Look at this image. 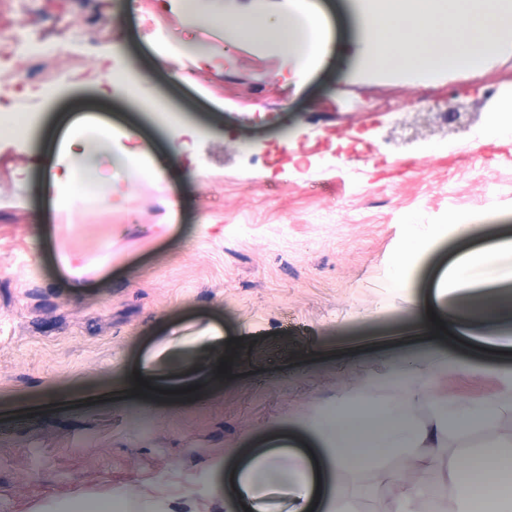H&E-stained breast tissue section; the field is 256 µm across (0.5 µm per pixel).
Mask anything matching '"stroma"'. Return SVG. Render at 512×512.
<instances>
[{
    "label": "stroma",
    "mask_w": 512,
    "mask_h": 512,
    "mask_svg": "<svg viewBox=\"0 0 512 512\" xmlns=\"http://www.w3.org/2000/svg\"><path fill=\"white\" fill-rule=\"evenodd\" d=\"M319 2L331 38L297 91L277 47L223 28L288 0H194L190 15L167 0H0L16 36L0 122L33 126L24 147L0 136V512L119 495L224 512L227 473L261 452L322 467L305 420L402 368L414 300L466 248L448 224L512 238V143H476L512 97V50L434 84L371 74L349 50L351 0ZM165 41L210 59L157 56ZM36 70L54 101L21 86ZM115 70L137 104L103 94ZM161 99L182 124L154 119ZM452 105L461 117L444 123ZM129 129L140 156L96 204L66 180L61 141L108 131L117 147ZM414 224L442 232L401 286L393 255ZM471 365L438 394L479 403L512 375L506 354ZM136 375L165 399L116 405L112 382ZM404 468L417 494H443L439 462L379 449L369 473L346 474L349 500L401 512Z\"/></svg>",
    "instance_id": "stroma-1"
}]
</instances>
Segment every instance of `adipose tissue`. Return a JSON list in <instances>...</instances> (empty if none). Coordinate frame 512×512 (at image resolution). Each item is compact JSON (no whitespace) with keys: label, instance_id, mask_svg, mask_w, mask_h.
I'll return each instance as SVG.
<instances>
[{"label":"adipose tissue","instance_id":"ef3b65f1","mask_svg":"<svg viewBox=\"0 0 512 512\" xmlns=\"http://www.w3.org/2000/svg\"><path fill=\"white\" fill-rule=\"evenodd\" d=\"M359 39L353 51L363 69L399 74L419 83H431L455 71H478L505 46L512 45V0H359ZM238 41L274 43L292 59L294 76L304 79L325 53L330 26L325 12L313 0L270 21L245 17L229 26ZM512 287V240L502 239L461 255L443 274L433 297L416 301L420 340L432 332L429 314L439 303L452 301L448 327L454 341L479 351L512 349V337L498 335L512 324V303L488 296ZM443 344H435L424 365L404 368L377 377L376 383L398 389L399 413L387 428L376 430L370 400L337 404L316 416L307 426L325 451L330 468L344 475L357 466L351 448L355 443L381 438L387 450L410 448L438 455L448 443V421L459 417L469 425L490 431L494 416L512 400V384L483 403L459 408L434 393L443 373L467 367ZM425 403L432 410L422 428L409 427L407 410ZM495 468H486L481 454L464 456L456 464L462 479L454 490L461 512H512V451H498ZM278 455L255 458L236 475L237 496L226 500V512H236L241 500L257 501L259 471H282Z\"/></svg>","mask_w":512,"mask_h":512}]
</instances>
